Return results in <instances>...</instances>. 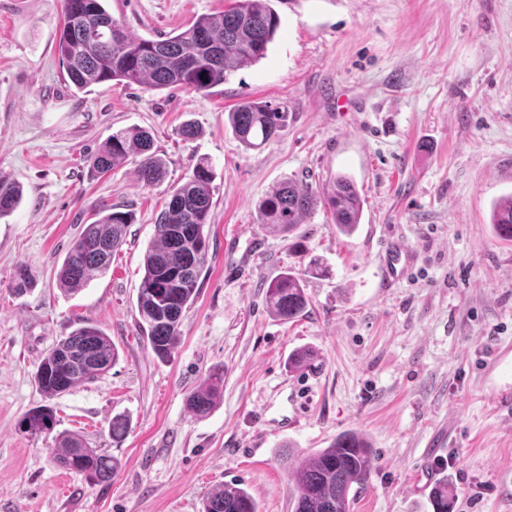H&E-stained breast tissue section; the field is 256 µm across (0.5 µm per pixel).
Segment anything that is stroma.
Masks as SVG:
<instances>
[{
    "instance_id": "obj_1",
    "label": "stroma",
    "mask_w": 512,
    "mask_h": 512,
    "mask_svg": "<svg viewBox=\"0 0 512 512\" xmlns=\"http://www.w3.org/2000/svg\"><path fill=\"white\" fill-rule=\"evenodd\" d=\"M234 0H106L133 35L179 33ZM280 28L266 56L203 94L146 91L113 80L82 93L55 53L61 0H0V176L20 185L0 218V512H201L215 486L238 483L260 512H293L284 451L369 438L374 469L350 512H432L447 478L454 512H512V413L483 374L512 383V244L492 233L494 203L512 193V0H271ZM256 100L288 111L272 142L246 148L227 114ZM196 122L201 134L183 139ZM142 127L166 162L143 187L129 157L101 176L87 159L117 130ZM213 169L208 260L177 346L160 360L137 325L143 254L156 217L198 159ZM350 175L364 200L357 230L317 209L293 236L265 230L259 202L293 180L324 188ZM130 212L107 274L74 295L56 272L85 225ZM417 254L387 282L389 238ZM308 275L306 311L271 317L263 286L285 268ZM35 275L21 295L16 266ZM118 350L112 369L49 397L35 380L48 350L79 321ZM298 349L312 356L288 366ZM224 385L203 418L187 394L209 373ZM48 405L49 434L19 427ZM130 429L113 442L109 424ZM80 433L121 467L106 484L53 462L55 436ZM448 442L435 447L440 434Z\"/></svg>"
}]
</instances>
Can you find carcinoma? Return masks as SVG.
Wrapping results in <instances>:
<instances>
[{
	"label": "carcinoma",
	"mask_w": 512,
	"mask_h": 512,
	"mask_svg": "<svg viewBox=\"0 0 512 512\" xmlns=\"http://www.w3.org/2000/svg\"><path fill=\"white\" fill-rule=\"evenodd\" d=\"M62 2L63 27L56 53L78 90L119 80L150 91L183 88L206 92L223 84L241 66L264 58L280 26V17L269 0H235L224 11L199 16L174 36L152 40L131 36L104 7L103 0H91L94 24L85 19V0ZM228 123L245 147L259 148L287 126L288 112L244 101L228 113ZM133 155L139 157L137 175L142 185L153 186L163 179L164 163L153 150V137L141 127L112 133L87 159V166L92 174L103 175ZM211 183L210 163L202 158L187 180L173 190L143 255L138 326L161 360L178 344L183 312L196 297L198 277L208 259L204 227L212 205ZM20 200L19 187L0 177V218L13 212ZM320 206L329 210L336 230L343 235L352 234L360 224L363 201L356 183L344 174L336 175L332 184L321 190L294 181L276 185L259 203V224L271 233L292 235ZM130 224V213L112 211L86 225L57 270L61 289L75 294L105 274L112 256L126 242ZM491 225L498 239L512 241V195L495 204ZM32 283L30 268L19 265L13 278L15 292H27ZM265 305L279 320L289 322L302 315L309 305L303 277L290 268L279 274L266 288ZM117 359L112 338L83 321L47 352L35 379L44 394L59 396L109 372ZM223 380L219 371L209 375L187 395V409L196 417L207 416ZM55 425V413L49 406L32 408L20 420V428L31 434L48 432ZM53 461L96 483L110 481L120 467L117 458L88 447L74 432L58 434ZM280 461L284 467L294 468V512H350L351 492L369 484L374 456L364 435L348 431L337 435L327 448L296 459L288 452ZM431 504L433 512H453L447 478L439 479L431 490ZM201 512L259 509L246 489L231 483L208 493Z\"/></svg>",
	"instance_id": "cac0c4a2"
}]
</instances>
